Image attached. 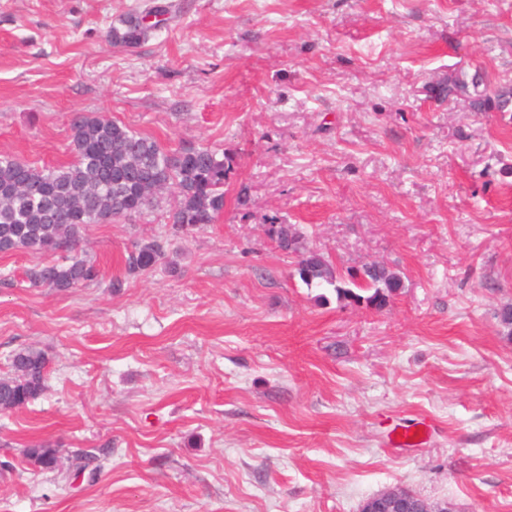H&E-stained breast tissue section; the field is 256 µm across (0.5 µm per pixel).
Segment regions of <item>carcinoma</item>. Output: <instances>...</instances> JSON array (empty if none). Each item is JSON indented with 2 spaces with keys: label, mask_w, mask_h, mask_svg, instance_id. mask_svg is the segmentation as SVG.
Segmentation results:
<instances>
[{
  "label": "carcinoma",
  "mask_w": 512,
  "mask_h": 512,
  "mask_svg": "<svg viewBox=\"0 0 512 512\" xmlns=\"http://www.w3.org/2000/svg\"><path fill=\"white\" fill-rule=\"evenodd\" d=\"M149 11L129 16L112 26V43L131 49L148 41L159 29L150 23ZM455 79L446 96L465 97L470 107L483 112L489 102L479 86ZM69 152L73 161L57 167H38L14 157H0V253L26 251L40 254L67 253L57 262L37 266L28 279L35 287L64 292L98 277L95 264L74 254L88 224H104L117 217L132 218L153 207L158 194L146 185L174 189L177 202L169 214L173 230L187 231L212 224L224 211V185L231 159L208 147L187 145L170 151L102 114L74 112L70 117ZM276 247L297 255V271L311 284L336 286L338 295L356 303L383 307L400 287V278L386 267L365 264L350 275L357 290L337 285L333 263L324 254L303 245L301 232L292 224H280ZM167 241L152 239L134 245L125 258L128 274L147 273L165 262ZM49 360L33 348L10 355L11 373L0 376V412L25 408L45 391ZM26 458L42 470H53L59 450L45 443L24 449ZM97 457L77 453L71 460L75 472L95 474Z\"/></svg>",
  "instance_id": "1"
}]
</instances>
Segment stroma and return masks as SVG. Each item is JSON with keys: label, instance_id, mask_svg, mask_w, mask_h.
I'll return each mask as SVG.
<instances>
[{"label": "stroma", "instance_id": "stroma-1", "mask_svg": "<svg viewBox=\"0 0 512 512\" xmlns=\"http://www.w3.org/2000/svg\"><path fill=\"white\" fill-rule=\"evenodd\" d=\"M169 2L0 0V154L69 163L92 112L234 159L216 223L169 236L167 193L86 226L88 285L31 287L52 255L0 253V375L20 348L49 359L44 393L0 413V512H360L395 486L512 512V104L438 95L478 72L512 88V0H185L113 46ZM273 222L400 288L378 310L308 287ZM164 235L176 270L126 274ZM423 420L424 443L389 445ZM158 12L148 11L140 17L129 16L121 19V27L112 26V43L116 46L131 49L137 48L148 41L160 28L158 22L150 23L147 18L156 16ZM26 458L42 470H54L59 461V450L49 444L34 443L24 449Z\"/></svg>", "mask_w": 512, "mask_h": 512}]
</instances>
